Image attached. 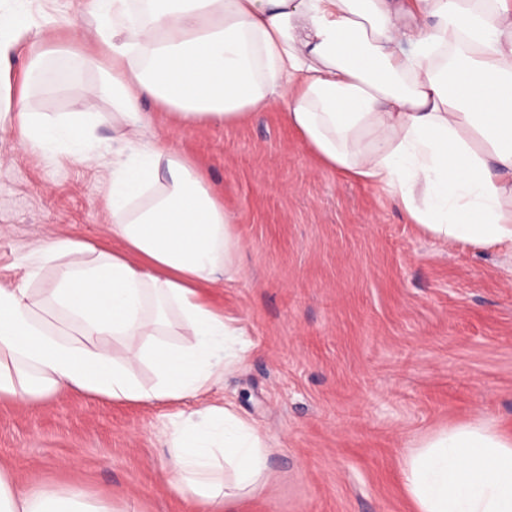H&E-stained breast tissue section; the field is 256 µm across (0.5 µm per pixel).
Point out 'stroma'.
<instances>
[{"label":"stroma","mask_w":512,"mask_h":512,"mask_svg":"<svg viewBox=\"0 0 512 512\" xmlns=\"http://www.w3.org/2000/svg\"><path fill=\"white\" fill-rule=\"evenodd\" d=\"M28 42L71 49L65 80L13 91L47 117L97 115L112 143L89 0H25ZM59 25L48 28L46 18ZM157 133L224 195L240 246L233 280L205 299L244 331L245 361L208 400L231 403L270 447L261 493L234 512H414L400 457L429 434L478 418L512 428V256L472 252L408 223L379 188L321 166L279 108L241 122L184 124L146 102ZM109 158L32 153L0 126V284L40 293L26 274L45 240L118 248L106 208ZM175 404H114L69 391L0 401V469L16 487H80L110 512H205L171 483L165 433Z\"/></svg>","instance_id":"stroma-1"}]
</instances>
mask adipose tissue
<instances>
[{
	"label": "adipose tissue",
	"instance_id": "ef3b65f1",
	"mask_svg": "<svg viewBox=\"0 0 512 512\" xmlns=\"http://www.w3.org/2000/svg\"><path fill=\"white\" fill-rule=\"evenodd\" d=\"M100 81L115 111L107 207L121 247L38 245L41 297L0 285V398L70 389L114 403H177L167 434L182 493L225 512L263 486L268 445L201 398L234 365L240 331L200 295L232 278L239 240L205 171L156 134L174 118L237 123L271 107L329 169L381 187L410 223L473 251L512 250V0H90ZM29 31L0 10V123L46 155L95 163L91 112L29 111L5 79ZM178 317L189 343L160 340ZM126 348L115 356L113 344ZM148 364L144 385L135 368ZM231 478L214 482L218 465ZM415 512H512V431L461 423L401 459ZM0 512H109L78 488L20 489L0 471Z\"/></svg>",
	"mask_w": 512,
	"mask_h": 512
}]
</instances>
